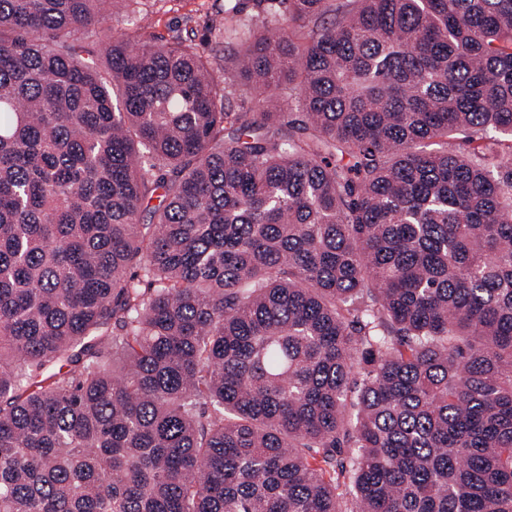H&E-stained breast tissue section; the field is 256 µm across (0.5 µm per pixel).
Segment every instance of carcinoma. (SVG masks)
I'll return each instance as SVG.
<instances>
[{
    "instance_id": "1",
    "label": "carcinoma",
    "mask_w": 512,
    "mask_h": 512,
    "mask_svg": "<svg viewBox=\"0 0 512 512\" xmlns=\"http://www.w3.org/2000/svg\"><path fill=\"white\" fill-rule=\"evenodd\" d=\"M227 2L0 0V512H512V0ZM139 9L147 16V27L140 31L141 40L168 43L182 39L214 62L224 66V53L232 44L217 34L224 14L225 0H138ZM240 7L242 8V15L251 16L260 14V16L272 17L275 16L277 19H282V16L277 0H265L260 4L258 0H241ZM132 17L126 13H116L103 25L91 29L88 35H92L93 39L106 43L112 35H120L124 33L131 34L136 26L132 25Z\"/></svg>"
}]
</instances>
